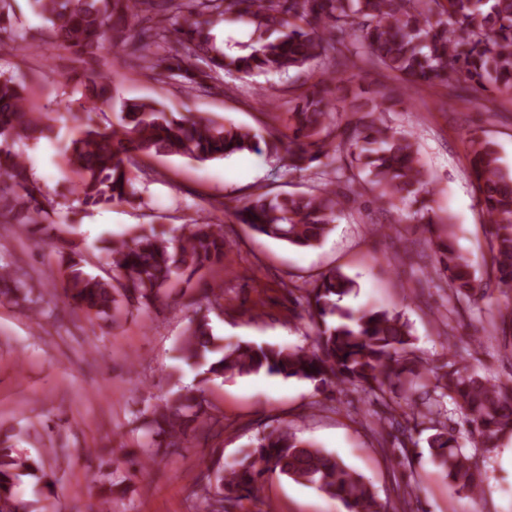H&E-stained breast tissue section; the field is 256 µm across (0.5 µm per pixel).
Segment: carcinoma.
<instances>
[{
	"label": "carcinoma",
	"mask_w": 512,
	"mask_h": 512,
	"mask_svg": "<svg viewBox=\"0 0 512 512\" xmlns=\"http://www.w3.org/2000/svg\"><path fill=\"white\" fill-rule=\"evenodd\" d=\"M171 4L181 20L158 24L153 33L122 25L130 7ZM36 13L60 46L91 52L112 40L143 62L154 80L182 77L192 88L210 89L223 71L240 79L313 70L318 80L288 106V133L265 138L248 127L213 118L168 112L155 99L121 103L114 120L96 122L90 113L112 100L107 78L76 81L80 97L69 101L73 123L61 156L77 176L70 193L86 206L129 202L136 197L133 171L145 158L183 156L203 163L244 151L268 150L288 172L309 173V190L286 196L260 193L234 211L235 219L259 236L298 248L319 245L342 216L346 203L370 194L393 211L399 224L434 231L432 267L437 287L448 291V311L474 303L493 289L512 290V169L496 144L473 133L470 171L477 201L486 216L492 274L479 279L470 259L455 244L454 224L428 205L432 182L419 159L412 134L385 124L382 115L402 102L395 88L378 90L363 103L338 106L328 78L341 72L353 80L366 70L392 73L409 89L449 84L466 101L487 92L512 94V0H34ZM10 0H0V33L13 39ZM251 26L255 43L230 57L211 34L216 22ZM59 113L40 103L34 87L0 73V217L21 201L25 223L44 234L59 256V273L72 310L117 322L128 307L148 305L178 282L190 283L224 258V230L208 221L192 224L173 242L152 224L130 238L107 241L112 276L84 271L78 243L50 234L42 188L28 173L18 142L52 138ZM358 284L339 268L294 286L302 317L315 329L311 350L249 341L223 343L205 318L190 321L179 359L202 382L266 373L310 381L318 390L351 386L371 403L380 428L399 432L398 451L413 458L415 434L431 431L430 460L457 492L478 496L483 473L467 447L491 452L512 435V380L482 376L459 367L468 350H449L440 366L410 357L411 326L382 307L352 309L341 302ZM461 426L448 424V407ZM213 420L204 389L177 391L162 405L142 412L141 448L178 447L188 432L208 436ZM313 487L340 501L346 512H384L371 483L332 453L287 428L258 439L233 463L206 476L205 512H224V503L256 496L268 474ZM54 482L43 456H23L9 439L0 441V512H34L17 488L26 481Z\"/></svg>",
	"instance_id": "obj_1"
}]
</instances>
